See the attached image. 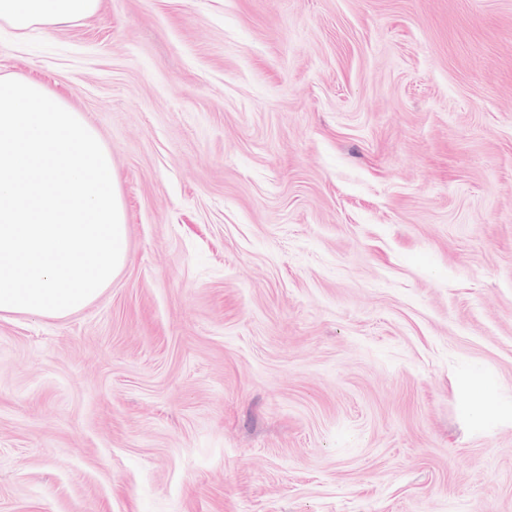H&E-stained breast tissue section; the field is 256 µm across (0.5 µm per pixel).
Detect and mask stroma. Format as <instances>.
<instances>
[{
  "label": "stroma",
  "instance_id": "35a3bbf8",
  "mask_svg": "<svg viewBox=\"0 0 512 512\" xmlns=\"http://www.w3.org/2000/svg\"><path fill=\"white\" fill-rule=\"evenodd\" d=\"M4 73L128 259L0 318V512H512V0H103Z\"/></svg>",
  "mask_w": 512,
  "mask_h": 512
}]
</instances>
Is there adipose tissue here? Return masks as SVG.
<instances>
[{
	"label": "adipose tissue",
	"mask_w": 512,
	"mask_h": 512,
	"mask_svg": "<svg viewBox=\"0 0 512 512\" xmlns=\"http://www.w3.org/2000/svg\"><path fill=\"white\" fill-rule=\"evenodd\" d=\"M101 5L102 0H0V24L22 39L39 28L90 18Z\"/></svg>",
	"instance_id": "adipose-tissue-1"
}]
</instances>
